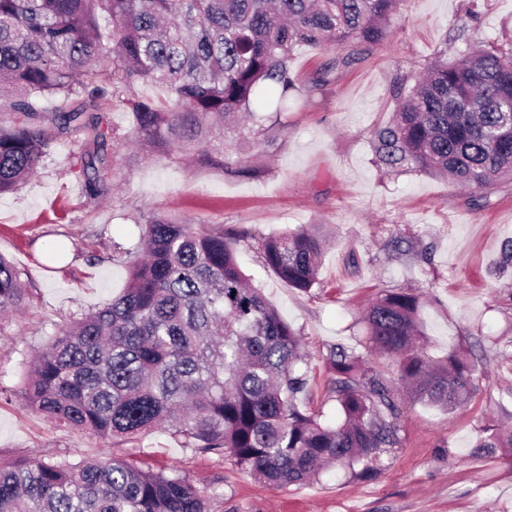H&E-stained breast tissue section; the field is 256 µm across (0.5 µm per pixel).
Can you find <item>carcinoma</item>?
Returning <instances> with one entry per match:
<instances>
[{
    "label": "carcinoma",
    "mask_w": 512,
    "mask_h": 512,
    "mask_svg": "<svg viewBox=\"0 0 512 512\" xmlns=\"http://www.w3.org/2000/svg\"><path fill=\"white\" fill-rule=\"evenodd\" d=\"M403 0H0V97L19 120L0 126V194L36 174L59 139L89 131L104 142L96 100L123 102L136 140L183 164L213 147L238 177L261 170L229 153L224 136L264 140L286 128L293 100L290 63L300 46L376 43ZM111 91L97 84L102 72ZM150 82L159 103L135 94ZM275 85L271 112L255 108ZM85 190L108 194L87 143L71 141ZM390 164L409 163L483 189L512 175V52L464 46L418 79L381 132ZM143 253L112 244L128 259L126 288L51 336L22 378L36 412L107 442L158 429L184 447L230 456L276 486L309 483L332 466L371 476L399 442L395 389L335 347L341 421L300 409L307 359L299 334L250 286L224 226L154 216ZM321 236L286 231L262 243L265 264L292 288L319 284ZM21 272L0 255V314L25 302ZM419 299L390 293L369 307L371 352L398 363V383L413 401L451 411L475 389L476 365L456 351L431 360L417 344ZM360 470H355L356 466ZM0 512H211L210 496L185 476L126 461L65 458L0 465Z\"/></svg>",
    "instance_id": "1"
}]
</instances>
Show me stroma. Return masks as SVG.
<instances>
[{
    "label": "stroma",
    "mask_w": 512,
    "mask_h": 512,
    "mask_svg": "<svg viewBox=\"0 0 512 512\" xmlns=\"http://www.w3.org/2000/svg\"><path fill=\"white\" fill-rule=\"evenodd\" d=\"M512 48V0H407L389 36L371 45L295 49L296 90L275 142L248 152L261 174L225 173L219 159L183 165L134 139L132 115L103 98L98 113L114 137L98 146L111 191L93 196L71 158L54 143L35 176L0 195V254L29 288L24 309L0 319V462L125 459L174 469L213 493L212 512H512V448L480 438L512 433V178L467 189L414 166L380 162L378 133L435 59L463 44ZM171 215L220 224L236 242L241 270L300 334L307 383L296 403L338 419L327 357L355 348L389 383L388 359L368 352L365 316L377 297H420L422 343L433 360L460 349L478 366L477 393L452 412L405 405L400 443L367 479L345 469L288 488L259 482L231 458L185 448L158 430L111 445L57 425L27 404L26 361L54 329L118 296L125 258L143 224ZM305 228L326 239L320 287L303 293L268 269L267 236Z\"/></svg>",
    "instance_id": "stroma-1"
}]
</instances>
